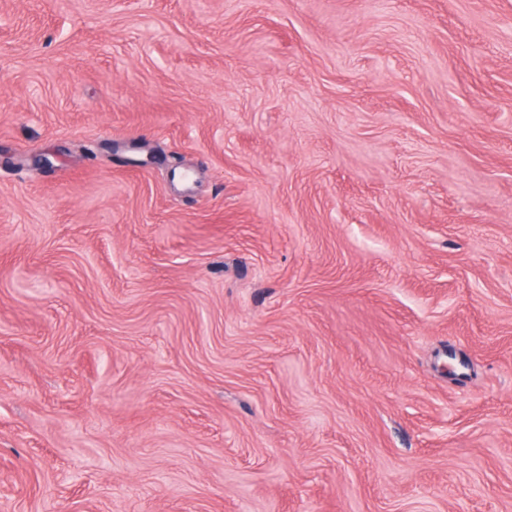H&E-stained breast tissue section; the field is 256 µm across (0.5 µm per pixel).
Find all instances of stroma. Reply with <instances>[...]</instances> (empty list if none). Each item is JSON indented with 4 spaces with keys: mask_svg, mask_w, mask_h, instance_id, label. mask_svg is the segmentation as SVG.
I'll return each instance as SVG.
<instances>
[{
    "mask_svg": "<svg viewBox=\"0 0 512 512\" xmlns=\"http://www.w3.org/2000/svg\"><path fill=\"white\" fill-rule=\"evenodd\" d=\"M0 512H512V0H0Z\"/></svg>",
    "mask_w": 512,
    "mask_h": 512,
    "instance_id": "1",
    "label": "stroma"
}]
</instances>
